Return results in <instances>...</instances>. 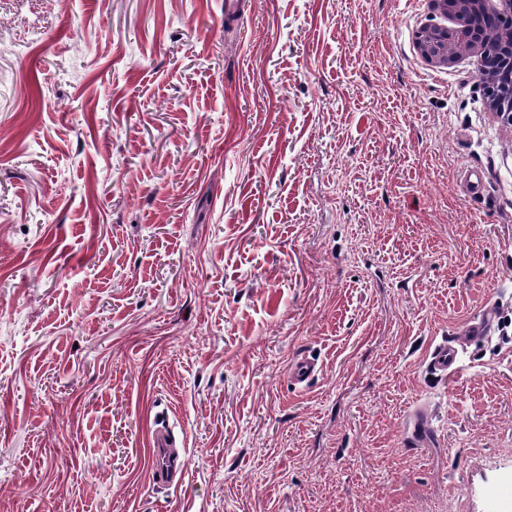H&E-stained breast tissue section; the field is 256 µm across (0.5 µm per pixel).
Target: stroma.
Instances as JSON below:
<instances>
[{
	"label": "stroma",
	"instance_id": "stroma-1",
	"mask_svg": "<svg viewBox=\"0 0 512 512\" xmlns=\"http://www.w3.org/2000/svg\"><path fill=\"white\" fill-rule=\"evenodd\" d=\"M428 19L0 0V512H505L512 127L472 59L422 62ZM161 412L175 488L149 478ZM497 322V314L492 305L483 307L469 320V336L473 342L482 341ZM462 362V350L452 340L436 344L428 356L427 370L435 378L443 380L457 372ZM318 360L313 355L300 354L290 365L289 376L296 384L306 385L317 371Z\"/></svg>",
	"mask_w": 512,
	"mask_h": 512
}]
</instances>
